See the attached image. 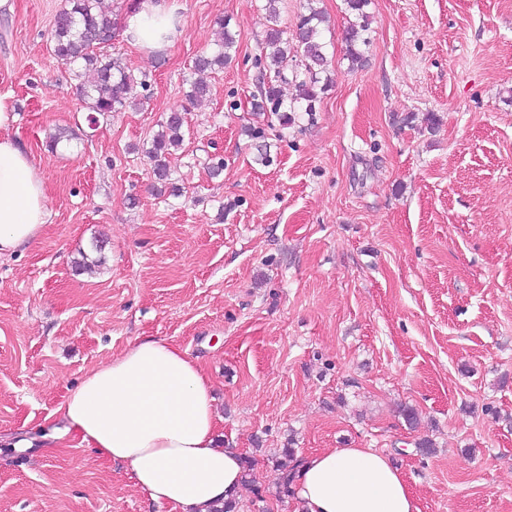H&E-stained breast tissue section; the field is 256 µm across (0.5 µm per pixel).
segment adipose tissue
I'll return each instance as SVG.
<instances>
[{
  "label": "adipose tissue",
  "instance_id": "ef3b65f1",
  "mask_svg": "<svg viewBox=\"0 0 512 512\" xmlns=\"http://www.w3.org/2000/svg\"><path fill=\"white\" fill-rule=\"evenodd\" d=\"M125 33L143 50L168 45L175 19L164 0H141ZM15 116L0 102V255L38 238L46 190L33 156L7 130ZM63 434L125 465L137 486L173 512H211L238 497L239 449L223 447L211 380L186 350L138 336L120 355L86 373L56 409ZM297 512H419L401 470L370 448H333L298 461Z\"/></svg>",
  "mask_w": 512,
  "mask_h": 512
}]
</instances>
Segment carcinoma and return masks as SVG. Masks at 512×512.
Wrapping results in <instances>:
<instances>
[{"instance_id":"obj_1","label":"carcinoma","mask_w":512,"mask_h":512,"mask_svg":"<svg viewBox=\"0 0 512 512\" xmlns=\"http://www.w3.org/2000/svg\"><path fill=\"white\" fill-rule=\"evenodd\" d=\"M278 0H266L265 11L269 25L261 43L260 55L255 63L262 67L259 81L260 101L254 103L258 112L280 114L283 124L295 121L296 112H313L320 94L329 86L327 45L322 38L321 25L325 17L314 6L316 0H306L305 11L300 14L295 35L284 38L279 26ZM354 15L345 34L346 59L349 69L363 65L362 47L369 45L364 37L369 30V15L366 8L369 0H346ZM115 22L112 5L105 0H66L54 18L52 29V53L64 65L72 67L77 80L76 89L96 122V115L122 112L129 107L144 103L147 96L138 94L137 88L147 89V79L137 80L128 70L123 59L101 52L114 36ZM236 34L221 24V34L211 49L198 56L193 65L194 77L188 80L187 100L198 103L209 96V84L203 74L224 68L232 59L231 51L236 47ZM292 83L296 94L286 98L281 84ZM185 111L172 110L160 123L159 131L152 139L146 154L153 162L154 184L161 190L174 189L168 158L181 148L184 140ZM288 461L279 465V484L283 492L291 489L296 462L294 449H284Z\"/></svg>"}]
</instances>
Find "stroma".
<instances>
[{"mask_svg": "<svg viewBox=\"0 0 512 512\" xmlns=\"http://www.w3.org/2000/svg\"><path fill=\"white\" fill-rule=\"evenodd\" d=\"M167 3L163 50L106 48L148 78L147 104L94 126L51 51L65 0L0 5V100L48 212L0 256V512H172L125 466L43 440L68 389L137 336L210 376L218 433L252 463L234 512H295L286 447L375 449L419 512H512V0H371L355 70L343 0H319L331 84L286 127L252 110L264 0ZM221 19L237 53L193 108ZM182 108L181 195L158 196L143 148Z\"/></svg>", "mask_w": 512, "mask_h": 512, "instance_id": "stroma-1", "label": "stroma"}]
</instances>
